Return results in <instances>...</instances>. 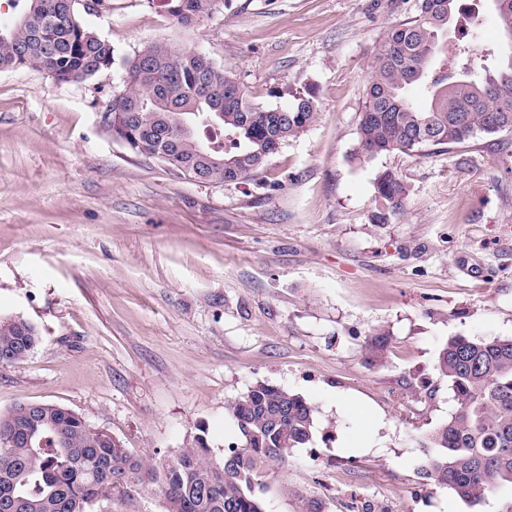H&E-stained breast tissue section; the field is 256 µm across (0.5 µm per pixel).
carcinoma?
Wrapping results in <instances>:
<instances>
[{
    "label": "carcinoma",
    "mask_w": 512,
    "mask_h": 512,
    "mask_svg": "<svg viewBox=\"0 0 512 512\" xmlns=\"http://www.w3.org/2000/svg\"><path fill=\"white\" fill-rule=\"evenodd\" d=\"M18 23L0 32V69L43 70L59 82L100 79L112 70V47L84 27L80 0H8ZM218 0H165L181 27L213 15ZM458 0H418V12L385 29L359 112L356 154L426 146H456L476 131L512 133V52L491 68L463 51L455 64L435 71ZM499 28L512 49V0H492ZM122 106L110 109L127 143L143 146L173 174H205L215 186L254 179L289 140L302 136L319 116L315 93L292 94L286 108L250 99L240 80L192 47L151 43L124 61ZM429 102L421 108L405 94L425 79ZM208 82V94L198 86ZM211 116L198 133L174 140L170 132L197 116ZM214 145L215 161L200 152ZM407 186L394 172L376 182L373 221L386 224L402 207ZM20 316L0 318V363L26 358L39 340ZM389 335L372 332L365 349L384 363ZM439 375L454 392L456 410L424 436L431 449L424 478L478 503L512 486V338L455 337L441 349ZM242 443L213 458L202 435L160 465L134 456L109 433L90 427L73 411L51 403H20L0 415V512H112L132 509L149 485H158L163 512H262L264 478L292 449L308 443L314 408L277 385L257 383L227 402Z\"/></svg>",
    "instance_id": "cac0c4a2"
}]
</instances>
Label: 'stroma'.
<instances>
[{"label":"stroma","instance_id":"stroma-1","mask_svg":"<svg viewBox=\"0 0 512 512\" xmlns=\"http://www.w3.org/2000/svg\"><path fill=\"white\" fill-rule=\"evenodd\" d=\"M417 0H221L185 29L162 0H111L82 23L108 41L106 77L61 83L0 70V317L40 333L0 365V415L53 403L149 462L204 435L239 443L230 397L258 383L315 410L309 443L266 480L265 512H506L512 488L470 504L421 476L419 439L455 409L435 363L455 336L512 337V134L355 159L383 30ZM474 53L502 35L488 0H458ZM150 42L192 46L250 98L320 116L257 179L173 176L100 118L122 60ZM403 207L375 224V184ZM388 332L386 361L365 338ZM375 189L376 207L372 218L377 224H385L402 207L407 186L397 174L386 170L378 176Z\"/></svg>","mask_w":512,"mask_h":512}]
</instances>
